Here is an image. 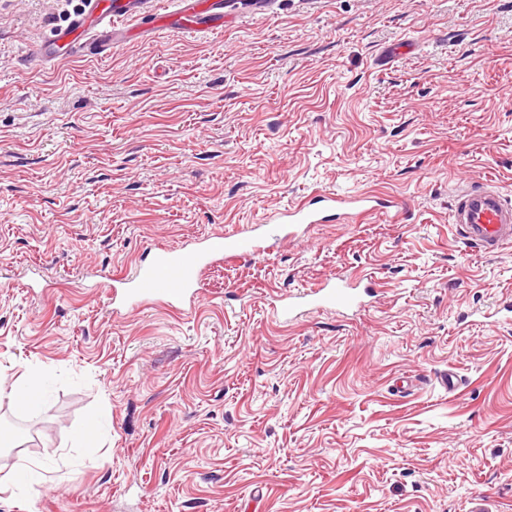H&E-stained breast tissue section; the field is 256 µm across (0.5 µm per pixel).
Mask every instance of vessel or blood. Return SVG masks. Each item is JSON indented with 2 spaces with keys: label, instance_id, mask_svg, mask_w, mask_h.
<instances>
[{
  "label": "vessel or blood",
  "instance_id": "1",
  "mask_svg": "<svg viewBox=\"0 0 512 512\" xmlns=\"http://www.w3.org/2000/svg\"><path fill=\"white\" fill-rule=\"evenodd\" d=\"M146 0H84V7L66 26L56 28L50 41L40 43L30 64L41 67L68 58L106 55L120 32L118 22L144 12ZM171 20L185 33L207 28L221 19L225 0H175ZM385 200L360 193L339 197L325 192L315 204L301 202L263 218L259 225H243L224 234L207 235L180 247H159L151 261L139 263L132 277H116L109 283L112 313L149 303L180 311L195 308L200 299L207 268L222 259L240 258L254 252L261 237L295 236L300 228L324 223L329 215L351 221L388 213ZM452 221L467 242L492 255L512 242V199L489 182L466 184L453 196ZM377 283L369 277L332 275L302 293H280L273 300V313L288 320L303 309L363 306L373 296Z\"/></svg>",
  "mask_w": 512,
  "mask_h": 512
}]
</instances>
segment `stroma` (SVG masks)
<instances>
[{"mask_svg":"<svg viewBox=\"0 0 512 512\" xmlns=\"http://www.w3.org/2000/svg\"><path fill=\"white\" fill-rule=\"evenodd\" d=\"M73 12L0 0V512H512V243L450 219L460 185L512 193V0H264L28 66ZM325 190L392 207L212 266L190 315L96 285ZM330 273L377 303L273 316ZM45 395L43 379L29 375L24 377L13 390V399L26 410H36L43 402Z\"/></svg>","mask_w":512,"mask_h":512,"instance_id":"stroma-1","label":"stroma"}]
</instances>
